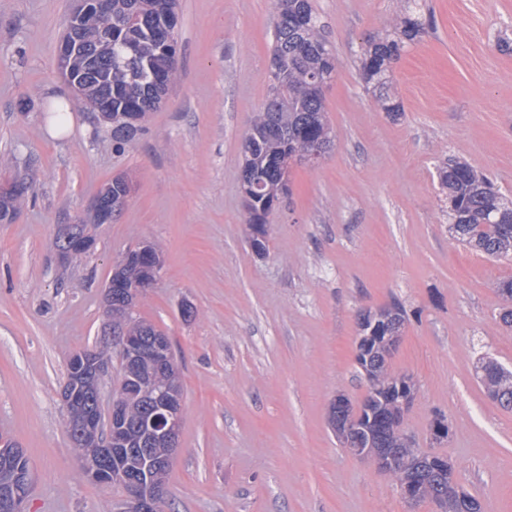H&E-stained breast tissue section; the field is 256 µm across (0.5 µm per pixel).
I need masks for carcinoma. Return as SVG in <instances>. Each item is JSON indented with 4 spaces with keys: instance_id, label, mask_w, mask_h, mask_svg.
Returning <instances> with one entry per match:
<instances>
[{
    "instance_id": "cac0c4a2",
    "label": "carcinoma",
    "mask_w": 512,
    "mask_h": 512,
    "mask_svg": "<svg viewBox=\"0 0 512 512\" xmlns=\"http://www.w3.org/2000/svg\"><path fill=\"white\" fill-rule=\"evenodd\" d=\"M412 13L396 23V39L374 41L363 54L361 70L373 87L377 106L398 112L400 106L387 92L389 70L404 47L424 32L419 0H410ZM277 22L271 56V85L246 133L242 180L258 178L261 186L250 196L245 221L248 238L266 249L267 218L273 203L288 191V167L294 154L302 155L321 146L329 150L332 135L325 117L324 87L335 71V56L321 31L320 19L311 0H276ZM179 16L176 0H112V18L96 19L90 29L112 27V48L103 49L106 64L89 82L83 102L98 110L99 90L112 85V146L120 149L143 130L130 126L126 112L144 118L162 102L177 77L175 39ZM441 187L448 194L451 236L489 258L512 255V204L503 201L492 183L474 166L456 160L440 169ZM25 193L12 191L0 199V215L17 211ZM389 350L357 342L356 362L363 371L368 392L361 405L359 426L373 433L375 444L395 449L385 474L403 486L414 483L419 499L429 500L443 512H459L465 503L469 512H479L472 495L448 486V459L426 455L400 445L393 426L404 422L399 404L404 397L400 379L387 366ZM480 380L488 395L502 408L512 410V372L493 361L480 366ZM135 442L126 453L124 465L137 470L143 480L158 475L155 463H147Z\"/></svg>"
}]
</instances>
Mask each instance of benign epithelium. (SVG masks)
Returning a JSON list of instances; mask_svg holds the SVG:
<instances>
[{
    "label": "benign epithelium",
    "mask_w": 512,
    "mask_h": 512,
    "mask_svg": "<svg viewBox=\"0 0 512 512\" xmlns=\"http://www.w3.org/2000/svg\"><path fill=\"white\" fill-rule=\"evenodd\" d=\"M77 6L66 20L69 38L63 40L58 52V64L65 79H70L72 59L79 53L86 61L97 66L101 63L98 56L99 42L102 37L90 35L84 29V21L91 16H112V0H76ZM93 215L99 224L112 221V184L99 189L93 201ZM64 232V243L67 250L87 253L95 245L96 238L88 228L76 224L60 225ZM162 266L160 252L151 243L142 244L137 251L125 253L113 266V273L135 267L140 270L144 283L155 285ZM103 307L106 317L105 332L107 340L103 347L71 355L67 361V369L77 375L75 387L62 394L66 407L65 425L67 430L78 428V436L86 444L89 453L98 458L99 464L86 467L87 476L101 484L112 482V467L108 459L118 452L116 446L123 443L129 431V407L132 383L138 382L136 373L146 370L149 385L143 388L142 395L156 405L149 417L137 424L141 434L140 444L150 448L178 447L179 426L182 413V400L179 392L158 381L161 374L175 370L171 345L164 336L152 337L148 362H143L144 335L128 328L121 330L112 325V287L103 291ZM388 326L386 341L392 347L397 342L402 324L396 314H383ZM115 348L127 366L126 376L121 382L112 399V407L108 415L101 411L102 387L101 379L107 367L108 353L106 349ZM332 405L336 408V433L347 439V447L351 453L370 459L376 470L384 472L385 465L391 461L381 449L372 444H361L353 437L357 424L350 418L342 416L347 406V398L338 394ZM32 477L26 476L16 489L13 501L14 512H23V505L29 495ZM166 493V482L160 480L139 484V495L133 506H125L122 512L135 508L137 512H154L157 501Z\"/></svg>",
    "instance_id": "benign-epithelium-1"
}]
</instances>
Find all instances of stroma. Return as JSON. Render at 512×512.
Listing matches in <instances>:
<instances>
[{
	"label": "stroma",
	"instance_id": "stroma-1",
	"mask_svg": "<svg viewBox=\"0 0 512 512\" xmlns=\"http://www.w3.org/2000/svg\"><path fill=\"white\" fill-rule=\"evenodd\" d=\"M336 59L324 89L333 145L294 163L266 252L245 230L244 137L270 89L274 0H177L178 77L143 131L115 151L63 78L57 51L74 0H0V182L27 193L0 223V436L25 452L24 512H119L120 486L87 477L65 427L66 363L98 346L114 262L146 242L163 266L137 311L169 339L183 389L163 512H436L343 448L336 394L360 406L358 315L400 304L388 360L412 376L405 428L447 456L481 512H512V411L475 374L512 370V329L490 259L448 232L439 170L479 167L512 201V0H424V33L402 50L383 112L360 71L406 0H312ZM68 122L53 130V95ZM131 193L65 261L60 225L87 221L112 178ZM444 417L448 436L433 440Z\"/></svg>",
	"mask_w": 512,
	"mask_h": 512
}]
</instances>
